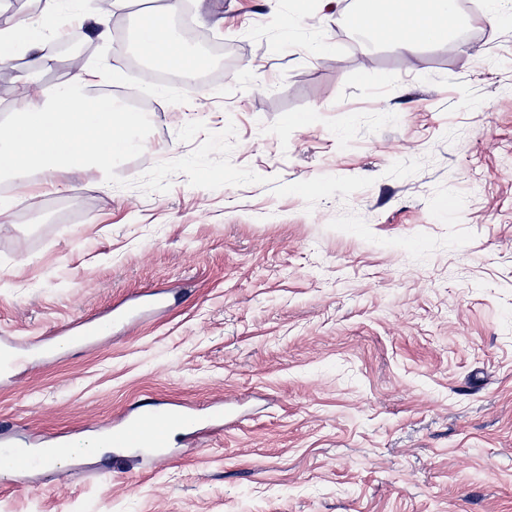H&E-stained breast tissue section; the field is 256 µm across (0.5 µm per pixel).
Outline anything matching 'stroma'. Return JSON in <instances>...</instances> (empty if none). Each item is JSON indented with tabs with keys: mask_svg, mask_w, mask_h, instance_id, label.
<instances>
[{
	"mask_svg": "<svg viewBox=\"0 0 512 512\" xmlns=\"http://www.w3.org/2000/svg\"><path fill=\"white\" fill-rule=\"evenodd\" d=\"M311 0H127L223 47L142 85L146 62L82 33L0 118L104 65L96 95L139 102L145 150L110 184L70 177L0 226V340L93 315L96 340L19 362L0 425L40 447L103 432L145 399L224 402L173 461L106 456L0 479V512H512V22L407 58ZM163 302L126 326L115 309Z\"/></svg>",
	"mask_w": 512,
	"mask_h": 512,
	"instance_id": "obj_1",
	"label": "stroma"
}]
</instances>
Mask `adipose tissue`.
<instances>
[{
    "instance_id": "obj_1",
    "label": "adipose tissue",
    "mask_w": 512,
    "mask_h": 512,
    "mask_svg": "<svg viewBox=\"0 0 512 512\" xmlns=\"http://www.w3.org/2000/svg\"><path fill=\"white\" fill-rule=\"evenodd\" d=\"M57 13L56 6H49L48 24L34 31L24 24L1 28L0 64L23 57L30 74L50 70L55 59L47 45L68 33L67 24L56 22ZM457 24L454 0H377L359 27L387 34L395 48L411 55L426 42L454 43ZM137 50L148 61L179 67L191 56L169 32L146 22L140 25ZM105 77V68L77 65L52 95L33 97L24 111L13 114L8 132L0 135V177L18 187L37 177L57 190L61 173H105L121 154L144 150L137 136L142 116L95 95Z\"/></svg>"
}]
</instances>
